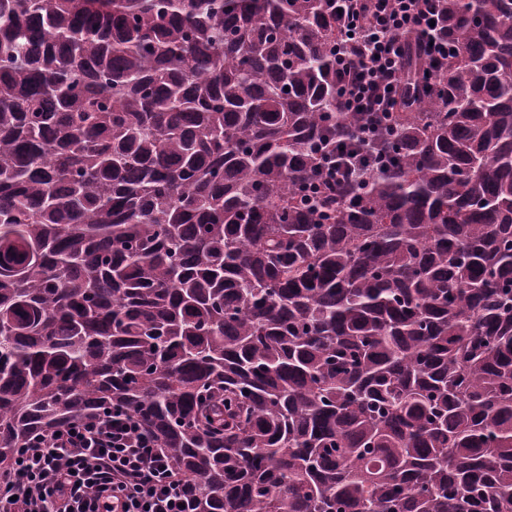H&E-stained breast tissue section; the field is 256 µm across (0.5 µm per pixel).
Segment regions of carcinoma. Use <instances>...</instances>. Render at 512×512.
I'll use <instances>...</instances> for the list:
<instances>
[{
	"instance_id": "carcinoma-1",
	"label": "carcinoma",
	"mask_w": 512,
	"mask_h": 512,
	"mask_svg": "<svg viewBox=\"0 0 512 512\" xmlns=\"http://www.w3.org/2000/svg\"><path fill=\"white\" fill-rule=\"evenodd\" d=\"M368 113L335 0H0V468L123 408L195 512H512V0Z\"/></svg>"
}]
</instances>
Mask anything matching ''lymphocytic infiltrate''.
I'll use <instances>...</instances> for the list:
<instances>
[{
    "instance_id": "lymphocytic-infiltrate-1",
    "label": "lymphocytic infiltrate",
    "mask_w": 512,
    "mask_h": 512,
    "mask_svg": "<svg viewBox=\"0 0 512 512\" xmlns=\"http://www.w3.org/2000/svg\"><path fill=\"white\" fill-rule=\"evenodd\" d=\"M356 47L339 79L350 112L396 110L409 36L430 64L447 59L440 0H341ZM186 483L164 449L120 410L72 419L34 435L0 471V512H192Z\"/></svg>"
}]
</instances>
